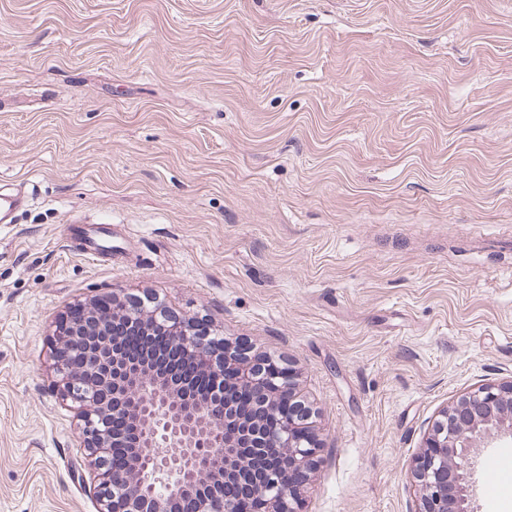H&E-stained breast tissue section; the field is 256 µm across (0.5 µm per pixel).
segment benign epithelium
I'll list each match as a JSON object with an SVG mask.
<instances>
[{"label": "benign epithelium", "instance_id": "1", "mask_svg": "<svg viewBox=\"0 0 512 512\" xmlns=\"http://www.w3.org/2000/svg\"><path fill=\"white\" fill-rule=\"evenodd\" d=\"M130 306L143 332L160 320L171 323L172 346L199 362L216 388L224 389V378L231 375L254 392L259 410L241 415L240 433L227 431L225 422L235 413L217 397L189 398L152 371L108 352L105 342L91 347L84 341L91 330L106 336ZM145 307L141 300L126 305L114 296L112 310L104 312L93 302L76 314L68 312L72 322L60 325L56 336L57 386L80 409L84 448L96 468L99 512H176L177 501L187 512H250V499L227 494L225 486L243 481L247 458L241 448L261 447L262 419L278 413L282 399L293 393L295 372L288 367L273 383L265 374L240 370L236 356L224 351V339L207 341L195 321L156 305L144 315ZM493 437L512 439V380L461 395L432 423L412 470L421 494L419 512H470L468 452ZM128 438L133 447L127 449V464L110 467V449ZM274 442L288 469L271 472L253 493L266 502V512H297L300 486L288 471L310 473L321 448L310 410L289 411Z\"/></svg>", "mask_w": 512, "mask_h": 512}]
</instances>
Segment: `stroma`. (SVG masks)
<instances>
[{"label":"stroma","mask_w":512,"mask_h":512,"mask_svg":"<svg viewBox=\"0 0 512 512\" xmlns=\"http://www.w3.org/2000/svg\"><path fill=\"white\" fill-rule=\"evenodd\" d=\"M0 189V512H97L53 354L111 292L292 366L299 512H418L512 379V0H0ZM493 437L512 439V379L462 394L432 423L412 470L421 494L418 512H470L468 452Z\"/></svg>","instance_id":"1"}]
</instances>
